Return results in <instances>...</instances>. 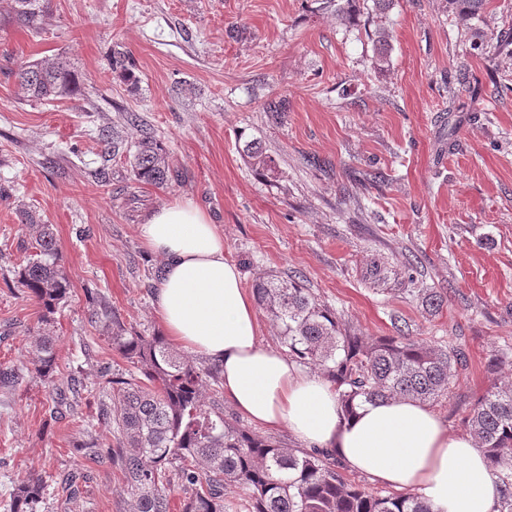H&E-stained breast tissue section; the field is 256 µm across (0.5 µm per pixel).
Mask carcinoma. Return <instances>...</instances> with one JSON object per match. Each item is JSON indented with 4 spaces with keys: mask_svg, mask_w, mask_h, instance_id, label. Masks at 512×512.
<instances>
[{
    "mask_svg": "<svg viewBox=\"0 0 512 512\" xmlns=\"http://www.w3.org/2000/svg\"><path fill=\"white\" fill-rule=\"evenodd\" d=\"M14 21L35 29L46 0H10ZM462 25L480 16L487 0H445ZM389 32L377 30L375 60L388 63ZM27 97L53 101L74 94L79 78L61 57L22 61L13 69ZM245 156L270 177L276 166L258 143L246 145ZM126 188L162 187L178 180L163 144L143 137L130 145ZM21 220L33 230L31 254L18 271L17 287L35 301L40 321L50 324L70 293L62 256L48 224H39L27 211ZM362 279L391 290L404 282L402 272L373 256L360 270ZM255 300L279 329L288 355L301 366L331 381L345 410L362 402L396 397L424 403L448 395L456 370L466 363L457 347H442L397 335L371 339L347 328L335 310L320 303L297 278L260 277L253 284ZM424 311L443 303L440 292L419 291ZM91 318L105 321L106 340L131 364L126 374L99 372L107 401L100 419L110 423L116 445L104 447L91 434L77 444L81 457L119 466L126 482L131 512H169L172 494L184 497L182 512H224L227 494L243 492L250 512H432L416 493L374 494L347 483L339 473L341 461L323 449L288 448L246 429L224 415V407L207 396L210 384L222 383L216 360L176 352L164 335L143 336L112 317L106 306L89 298ZM57 337L42 333L28 372L56 386ZM477 447L487 456L501 494L493 512H512V385H496L472 406L467 419ZM46 482L33 477L18 484L12 512H38Z\"/></svg>",
    "mask_w": 512,
    "mask_h": 512,
    "instance_id": "cac0c4a2",
    "label": "carcinoma"
}]
</instances>
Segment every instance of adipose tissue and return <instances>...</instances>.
<instances>
[{
	"instance_id": "1",
	"label": "adipose tissue",
	"mask_w": 512,
	"mask_h": 512,
	"mask_svg": "<svg viewBox=\"0 0 512 512\" xmlns=\"http://www.w3.org/2000/svg\"><path fill=\"white\" fill-rule=\"evenodd\" d=\"M139 236L164 261L153 304L165 336L222 362L224 396L243 417L288 429L379 485L416 492L432 512H492L500 487L472 435L449 433L428 404L410 398L365 403L344 415L332 383L262 343L255 302L203 210L166 203Z\"/></svg>"
}]
</instances>
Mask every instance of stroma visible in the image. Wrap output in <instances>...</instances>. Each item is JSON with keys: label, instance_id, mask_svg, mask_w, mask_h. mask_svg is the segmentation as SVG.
<instances>
[{"label": "stroma", "instance_id": "obj_1", "mask_svg": "<svg viewBox=\"0 0 512 512\" xmlns=\"http://www.w3.org/2000/svg\"><path fill=\"white\" fill-rule=\"evenodd\" d=\"M350 21L334 0H49L37 30L10 20L0 0V369L19 365L38 334L39 308L19 298L17 271L31 230L19 210L52 225L71 292L49 329L60 382L85 387L63 419L48 384L24 374L0 388V512L31 476L48 484L46 512H129L120 470L80 457L79 431L101 444V366L126 360L90 319L89 296L142 335L161 332L153 296L161 260L138 226L163 203L198 205L224 234L245 288L262 275L304 281L341 321L366 336H407L461 347L465 367L434 410L450 433L494 384L512 383V0H489L468 26L443 0H394L379 12L359 0ZM391 35L390 61L374 65V33ZM126 54L136 83L112 70ZM65 57L79 94L24 98L9 71L17 58ZM284 98L283 122L265 112ZM147 133L170 153L181 181L118 194L128 158L102 131ZM260 143L279 176L249 165ZM109 185H101L100 171ZM410 264L405 293H382L357 270L369 257ZM445 295L424 312L416 289ZM88 476L76 510L55 481Z\"/></svg>", "mask_w": 512, "mask_h": 512}]
</instances>
